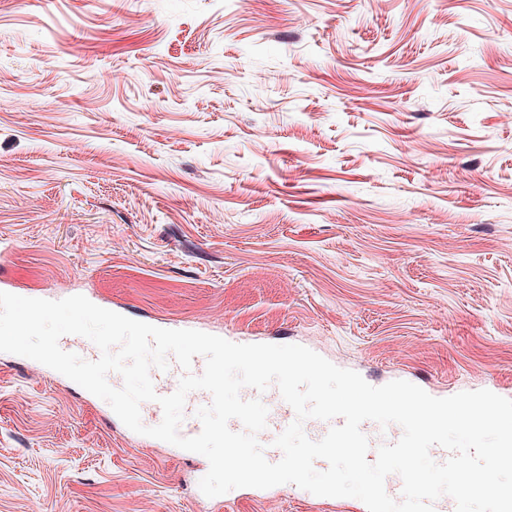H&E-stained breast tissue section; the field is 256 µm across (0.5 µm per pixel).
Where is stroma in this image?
Wrapping results in <instances>:
<instances>
[{"mask_svg": "<svg viewBox=\"0 0 512 512\" xmlns=\"http://www.w3.org/2000/svg\"><path fill=\"white\" fill-rule=\"evenodd\" d=\"M0 278L512 399V0H0ZM104 400L0 353V512L199 499Z\"/></svg>", "mask_w": 512, "mask_h": 512, "instance_id": "35a3bbf8", "label": "stroma"}]
</instances>
